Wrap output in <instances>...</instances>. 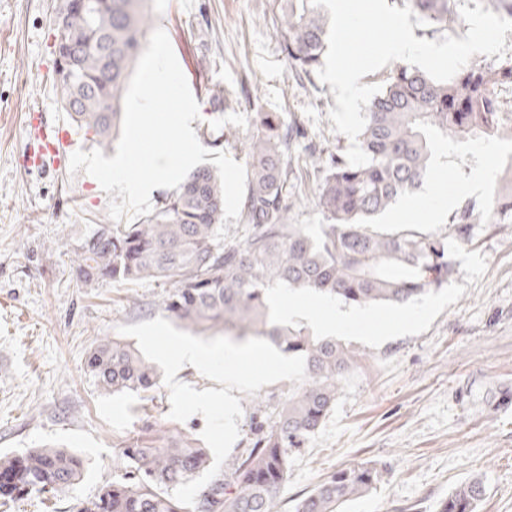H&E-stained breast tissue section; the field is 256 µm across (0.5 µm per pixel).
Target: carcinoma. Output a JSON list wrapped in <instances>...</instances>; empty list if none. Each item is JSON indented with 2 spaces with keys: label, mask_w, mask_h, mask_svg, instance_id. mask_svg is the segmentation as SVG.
Returning a JSON list of instances; mask_svg holds the SVG:
<instances>
[{
  "label": "carcinoma",
  "mask_w": 512,
  "mask_h": 512,
  "mask_svg": "<svg viewBox=\"0 0 512 512\" xmlns=\"http://www.w3.org/2000/svg\"><path fill=\"white\" fill-rule=\"evenodd\" d=\"M411 2L430 25L456 24L453 0ZM52 14L56 95L72 123L107 149L118 136L121 102L152 16L145 0H53ZM278 30L291 70L308 76L320 67L328 30L322 7L282 0ZM504 88H512V56L477 59L446 82L407 64L391 69L359 136L370 163L352 166L339 148L318 157L326 175L316 204L327 223L317 236L289 222L285 156L302 132L278 112H261V131L246 152L242 241L215 238L224 221L222 191L219 176L206 166L164 194L138 223L100 224L84 237L75 251L84 284L153 280L166 288L165 310L185 327L218 329L240 342L266 339L285 355L304 357L306 379L288 388L267 425L259 421L263 406L255 403L248 447L199 491L192 508L172 492L212 466L209 450L150 426L122 447L125 473L76 512H278L291 453L322 425L360 354L349 343L311 336L281 320L270 293L286 286L350 306L406 307L448 282L454 265L445 239L377 230L365 220L428 181L445 150L499 136L512 123ZM486 216L491 224L512 218V194L495 193ZM87 368L105 393H147L159 380L153 362L115 338L99 341ZM84 470L79 454L59 448L0 456V497L45 500ZM381 477L382 470L368 463L338 470L295 512H346L347 502L370 492ZM483 492V482L473 479L456 488L439 512H477Z\"/></svg>",
  "instance_id": "carcinoma-1"
}]
</instances>
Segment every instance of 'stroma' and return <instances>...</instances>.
Segmentation results:
<instances>
[{
  "label": "stroma",
  "mask_w": 512,
  "mask_h": 512,
  "mask_svg": "<svg viewBox=\"0 0 512 512\" xmlns=\"http://www.w3.org/2000/svg\"><path fill=\"white\" fill-rule=\"evenodd\" d=\"M52 0H0V455L57 446L82 455L84 477L49 504L32 497L0 512H72L125 472L120 448L152 423L168 422L169 391L148 397L101 392L86 361L122 325L165 316L158 283L104 282L88 288L71 258L81 238L109 223V194L68 163L28 168V127L68 122L49 74ZM199 104L196 134L223 130L225 151L245 162L259 113L279 112L306 133L288 147L292 223L318 231L315 202L324 169L309 146L349 147L328 117L330 84L291 72L273 23L275 0H147ZM223 88L214 108L204 89ZM512 139L477 142L448 154L421 193L453 197L425 212L374 223L412 228L447 241L455 272L407 308H369V320L342 333L365 357L305 448L294 453L279 512L333 472L380 463L376 489L347 512H438L461 484L481 477L478 512H512V223L490 224L484 209L506 172ZM490 170L480 187L477 171ZM473 216L466 237L452 219Z\"/></svg>",
  "instance_id": "1"
}]
</instances>
